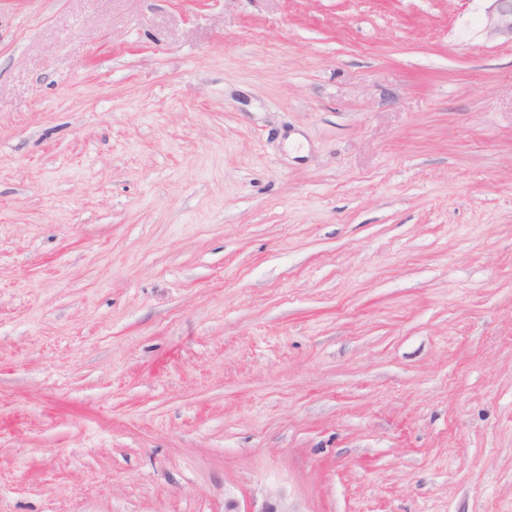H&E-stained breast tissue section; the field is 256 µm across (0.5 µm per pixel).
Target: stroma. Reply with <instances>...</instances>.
I'll return each mask as SVG.
<instances>
[{"mask_svg":"<svg viewBox=\"0 0 512 512\" xmlns=\"http://www.w3.org/2000/svg\"><path fill=\"white\" fill-rule=\"evenodd\" d=\"M494 0H0V512H512ZM225 512H300L288 504V499L282 493L269 494L258 506L253 501L249 507L240 510L237 502L229 501Z\"/></svg>","mask_w":512,"mask_h":512,"instance_id":"obj_1","label":"stroma"}]
</instances>
